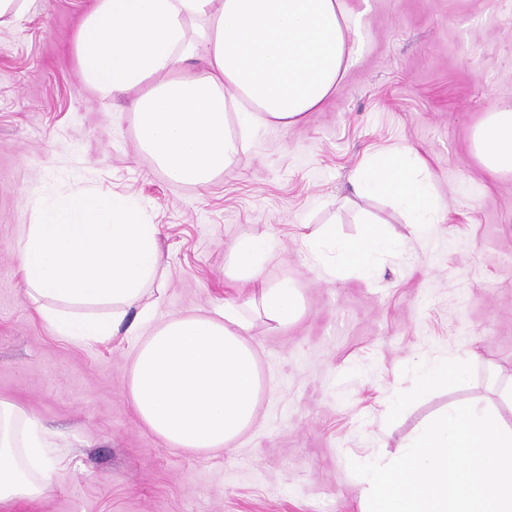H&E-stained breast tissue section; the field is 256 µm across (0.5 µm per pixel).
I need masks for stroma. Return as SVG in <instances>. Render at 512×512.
<instances>
[{
	"instance_id": "1",
	"label": "stroma",
	"mask_w": 512,
	"mask_h": 512,
	"mask_svg": "<svg viewBox=\"0 0 512 512\" xmlns=\"http://www.w3.org/2000/svg\"><path fill=\"white\" fill-rule=\"evenodd\" d=\"M347 3L353 55L332 95L296 125H258L204 186L170 181L140 152L128 99L82 81L71 39L94 0H30L0 24V400L44 425L57 462L43 494L8 512H357L350 460L397 453L450 401L497 400L512 376V176L485 172L469 139L512 104V0ZM395 147L425 161L443 203L429 236L353 192L362 160ZM75 184L133 198L159 228L155 314L137 335L61 340L26 293L12 246L27 202ZM362 209L404 251L372 280L312 271L305 237L334 220L356 236ZM261 234L277 249L261 281L240 287L224 264ZM282 279L302 309L277 326L250 298ZM227 301L251 323L256 420L221 451L169 447L129 400L134 348L154 326ZM470 350V388L416 400L385 428V398L413 388L412 357Z\"/></svg>"
}]
</instances>
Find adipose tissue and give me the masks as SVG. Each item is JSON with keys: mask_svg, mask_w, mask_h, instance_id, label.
<instances>
[{"mask_svg": "<svg viewBox=\"0 0 512 512\" xmlns=\"http://www.w3.org/2000/svg\"><path fill=\"white\" fill-rule=\"evenodd\" d=\"M344 0H96L82 19L73 52L83 80L115 97L129 96L138 141L173 181L204 186L228 172L242 136L258 122L290 126L315 111L351 59ZM204 59L202 68L191 63ZM247 100L229 129L227 106ZM470 149L488 172L512 175V106L486 113ZM356 196L384 197L417 235L432 233L441 202L427 168L408 149L369 154L353 175ZM362 230L343 236L336 224L306 238L317 273L374 275L383 256L404 242L366 211ZM159 229L131 198L73 185L31 205V222L15 243L29 295L55 336L77 344L135 332L152 317L149 286L161 264ZM276 250L259 235L240 241L232 278L255 282ZM258 305L279 325L301 311L287 279L261 289ZM239 307L174 318L158 326L133 357L128 393L140 421L168 446L223 450L251 426L261 390L256 354ZM475 353L418 359L412 394H394L395 421L413 397L467 384ZM37 420L0 401V507L38 497L54 469Z\"/></svg>", "mask_w": 512, "mask_h": 512, "instance_id": "adipose-tissue-1", "label": "adipose tissue"}]
</instances>
